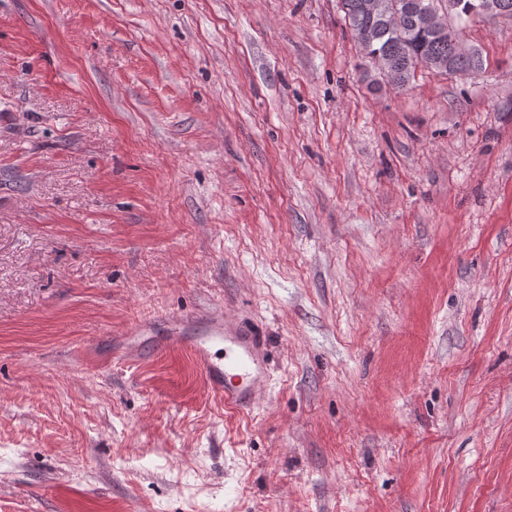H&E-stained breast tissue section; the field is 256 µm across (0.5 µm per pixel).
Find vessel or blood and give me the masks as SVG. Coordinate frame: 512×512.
Listing matches in <instances>:
<instances>
[{"label": "vessel or blood", "mask_w": 512, "mask_h": 512, "mask_svg": "<svg viewBox=\"0 0 512 512\" xmlns=\"http://www.w3.org/2000/svg\"><path fill=\"white\" fill-rule=\"evenodd\" d=\"M206 333L189 346L207 387L226 408L253 407L267 382L266 347L262 336L245 322L205 317Z\"/></svg>", "instance_id": "vessel-or-blood-1"}]
</instances>
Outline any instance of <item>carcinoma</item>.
<instances>
[{"instance_id": "1", "label": "carcinoma", "mask_w": 512, "mask_h": 512, "mask_svg": "<svg viewBox=\"0 0 512 512\" xmlns=\"http://www.w3.org/2000/svg\"><path fill=\"white\" fill-rule=\"evenodd\" d=\"M344 22L351 33L370 31L372 38L359 42L365 57L377 68H386L391 73L396 88H404L419 66L430 67L438 60H452L456 73H474L482 69V58L475 52L468 58L453 55L452 40L458 30L449 35L426 37L417 26L418 17L410 8L412 4L428 3L430 0H399L401 6L392 12L394 0H376L375 13L363 8L364 0H340Z\"/></svg>"}]
</instances>
